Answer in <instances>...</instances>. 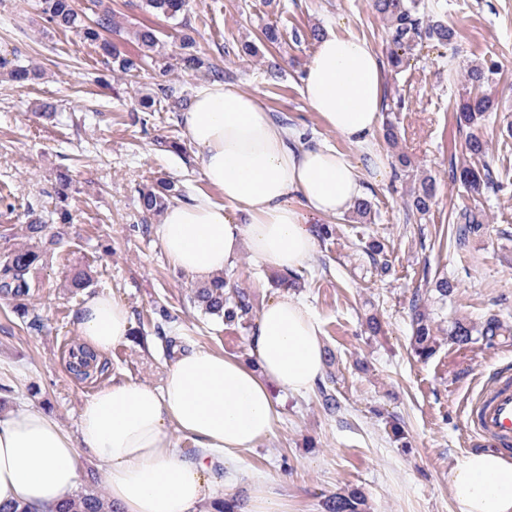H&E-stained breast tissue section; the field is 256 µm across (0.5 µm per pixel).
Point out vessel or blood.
Returning <instances> with one entry per match:
<instances>
[{
    "label": "vessel or blood",
    "instance_id": "1",
    "mask_svg": "<svg viewBox=\"0 0 512 512\" xmlns=\"http://www.w3.org/2000/svg\"><path fill=\"white\" fill-rule=\"evenodd\" d=\"M462 413L475 446L512 449V367L492 370L483 387L466 400Z\"/></svg>",
    "mask_w": 512,
    "mask_h": 512
}]
</instances>
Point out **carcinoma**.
<instances>
[{"instance_id": "carcinoma-1", "label": "carcinoma", "mask_w": 512, "mask_h": 512, "mask_svg": "<svg viewBox=\"0 0 512 512\" xmlns=\"http://www.w3.org/2000/svg\"><path fill=\"white\" fill-rule=\"evenodd\" d=\"M145 8L157 17L175 19L185 11L186 0H144ZM39 6L45 20L52 26L74 31L83 42H90L98 47L103 57L111 67V71L131 76L140 72L144 67L156 62L151 53L156 51L160 40L157 30L139 25L127 30L130 39L140 48V54L129 56L121 53L103 33L122 30V22L116 19L108 7L97 14L96 19L87 22L74 6V0H40ZM375 11L386 21L391 32L393 49L388 56V64L394 71L401 70L411 51L424 40L446 46L456 38V32L447 25L435 21L423 23L421 10L427 4L421 0H373ZM495 64L487 67L474 65L467 70V81L472 88L489 85V75ZM39 77L34 68L17 66L8 72V79L16 83L31 82ZM495 98L489 92L468 95L460 99L457 106L456 121L460 126L473 127L483 117L484 113L496 110ZM453 179L469 187L476 195L496 193L501 185L493 178L488 165L482 167L467 166L452 171ZM67 178L59 180L55 194L61 206L55 209L56 223H71V214L64 206L68 195ZM435 181L425 179L415 189L409 201L411 210L418 214H426L433 204L435 197ZM185 198L183 190L176 183L161 179L155 185L139 191L141 209L149 214L161 215L173 200ZM485 224L484 211L479 208H466L456 216V240L463 242L470 235L478 233ZM30 243L19 247L0 263V294L10 299L15 307L27 309L31 292L30 273L39 266L48 247L58 249L64 247L63 233L56 232L48 241H43L45 225L34 219L26 225ZM224 278H219L212 286L196 289L195 298L204 306L207 313L222 318L228 322L241 319L251 312L252 306L247 295L234 289H226ZM506 332L503 324L490 318L482 324L457 321L449 332L450 339L459 345H468L479 341L487 346L495 344L496 340ZM436 342L432 336L429 316L421 310V304L414 305L412 351L421 360L430 358L435 352ZM71 370L77 376L85 378L90 371L97 368V356L87 350L77 349L72 352ZM90 486L59 504L55 512H114L112 504L99 494L92 485L96 482L95 474H87ZM366 499L358 487L346 488L332 496L324 503L325 512H365Z\"/></svg>"}]
</instances>
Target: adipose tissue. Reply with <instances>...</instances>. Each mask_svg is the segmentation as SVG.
Listing matches in <instances>:
<instances>
[{
    "instance_id": "ef3b65f1",
    "label": "adipose tissue",
    "mask_w": 512,
    "mask_h": 512,
    "mask_svg": "<svg viewBox=\"0 0 512 512\" xmlns=\"http://www.w3.org/2000/svg\"><path fill=\"white\" fill-rule=\"evenodd\" d=\"M303 93L324 125L365 147L375 137L384 102V69L360 40L320 38ZM203 176L223 202L168 206L157 227L170 265L209 283L240 251L289 273L317 250L307 215L333 217L365 192L359 166L334 148L299 142L277 126L251 94L211 82L199 87L182 114ZM246 214L237 223L232 210ZM85 344L107 352L128 339L129 309L100 293L79 307ZM254 363L207 349L180 354L160 385L121 382L88 398L78 436L41 409L0 413V504L53 512L80 481L79 452L98 464L115 512H201L216 458L233 464L273 432V390L302 395L324 368L318 321L302 301L283 295L262 310L253 339ZM201 448L181 456L173 432ZM450 492L458 512H512V460L493 451L459 459Z\"/></svg>"
}]
</instances>
